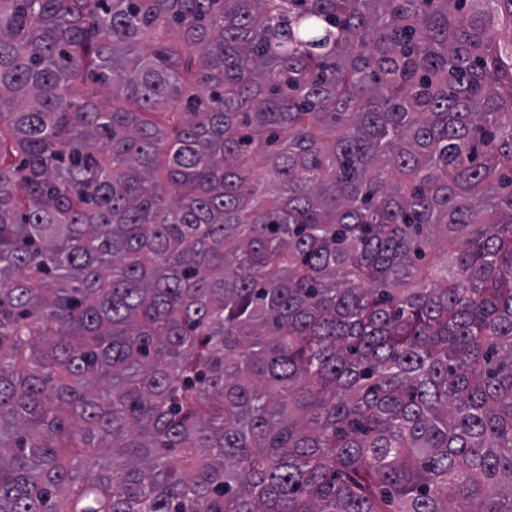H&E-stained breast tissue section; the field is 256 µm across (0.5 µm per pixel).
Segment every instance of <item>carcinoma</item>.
Returning <instances> with one entry per match:
<instances>
[{
	"mask_svg": "<svg viewBox=\"0 0 512 512\" xmlns=\"http://www.w3.org/2000/svg\"><path fill=\"white\" fill-rule=\"evenodd\" d=\"M0 512H512V0H0Z\"/></svg>",
	"mask_w": 512,
	"mask_h": 512,
	"instance_id": "cac0c4a2",
	"label": "carcinoma"
}]
</instances>
